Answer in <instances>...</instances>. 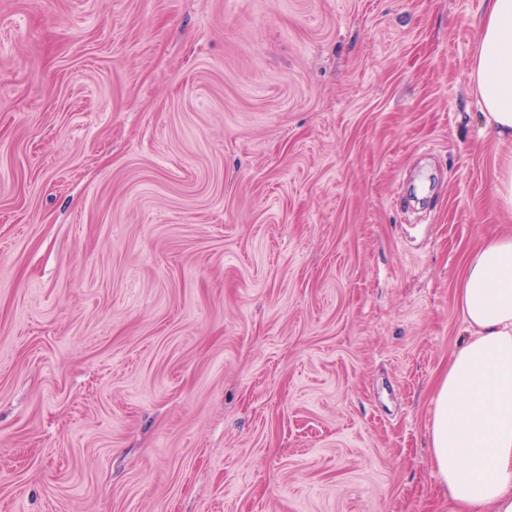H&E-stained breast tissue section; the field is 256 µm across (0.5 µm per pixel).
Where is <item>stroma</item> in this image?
Segmentation results:
<instances>
[{
  "mask_svg": "<svg viewBox=\"0 0 512 512\" xmlns=\"http://www.w3.org/2000/svg\"><path fill=\"white\" fill-rule=\"evenodd\" d=\"M485 8L0 0V512H448Z\"/></svg>",
  "mask_w": 512,
  "mask_h": 512,
  "instance_id": "35a3bbf8",
  "label": "stroma"
}]
</instances>
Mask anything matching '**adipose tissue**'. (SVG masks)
I'll return each instance as SVG.
<instances>
[{
	"mask_svg": "<svg viewBox=\"0 0 512 512\" xmlns=\"http://www.w3.org/2000/svg\"><path fill=\"white\" fill-rule=\"evenodd\" d=\"M470 79L512 140V0H488ZM459 308L470 335L436 388L431 463L448 512H512V237L470 255Z\"/></svg>",
	"mask_w": 512,
	"mask_h": 512,
	"instance_id": "obj_1",
	"label": "adipose tissue"
}]
</instances>
